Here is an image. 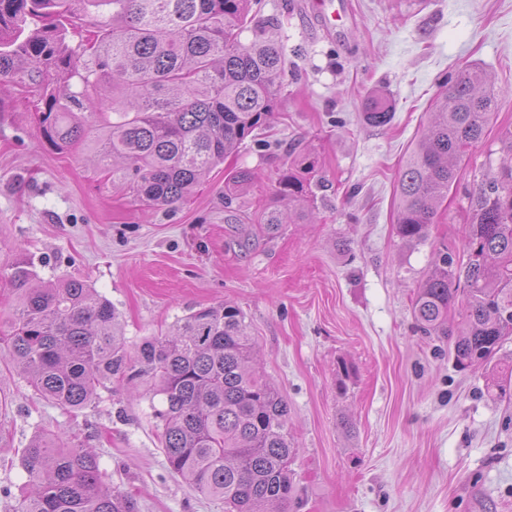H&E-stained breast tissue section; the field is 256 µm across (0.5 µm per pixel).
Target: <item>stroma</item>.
<instances>
[{"label":"stroma","instance_id":"1","mask_svg":"<svg viewBox=\"0 0 512 512\" xmlns=\"http://www.w3.org/2000/svg\"><path fill=\"white\" fill-rule=\"evenodd\" d=\"M312 2L261 0L286 60L275 117L166 210L99 176L87 149H52L41 103L0 89V260L19 254L41 279L86 281L118 310L131 348L199 307H239L288 403V512H512V399L488 386L512 373V339L462 371L451 355L458 315L447 339L425 335L412 313L436 248L465 260L468 195L512 128V0H345L332 35ZM469 65L485 72L495 110L428 240L406 245L399 171L446 78ZM374 90L394 104L380 127L360 110ZM305 151L317 163L316 223L262 233L277 178ZM241 169L254 175L240 193L245 221L228 224L225 184ZM45 429L85 439L139 512H224L168 470L147 395L115 381L73 414L39 399L1 353L0 512H14L22 450Z\"/></svg>","mask_w":512,"mask_h":512}]
</instances>
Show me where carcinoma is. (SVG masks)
Listing matches in <instances>:
<instances>
[{
  "label": "carcinoma",
  "mask_w": 512,
  "mask_h": 512,
  "mask_svg": "<svg viewBox=\"0 0 512 512\" xmlns=\"http://www.w3.org/2000/svg\"><path fill=\"white\" fill-rule=\"evenodd\" d=\"M259 0H0V83L27 87L45 105L39 124L58 150L79 145L95 169L127 193L163 208L188 198L278 108L285 59L271 37L249 44L242 32ZM95 20L93 38L73 48L76 19ZM43 25H38V22ZM485 74L464 68L448 81L398 178L396 230L407 244L429 237L455 182L456 165L481 139L493 98ZM370 125L385 126L393 106L380 92L362 103ZM500 164L468 195L467 262L448 246L418 287L413 314L423 331L448 335V311L461 303L464 328L456 366L491 361L512 336V129L499 137ZM304 153L281 176L277 196L314 223ZM252 180L229 178L224 223ZM262 231L286 223L270 206ZM5 274L18 300L0 349L40 398L70 412L97 399L114 379L145 380L169 471L224 512H277L295 487L288 403L256 364L243 312L219 303L178 319L163 337L125 345L119 314L86 282L35 287L31 263L17 257ZM28 476L16 512H138L107 486L97 454L75 434L43 431L23 450Z\"/></svg>",
  "instance_id": "cac0c4a2"
}]
</instances>
